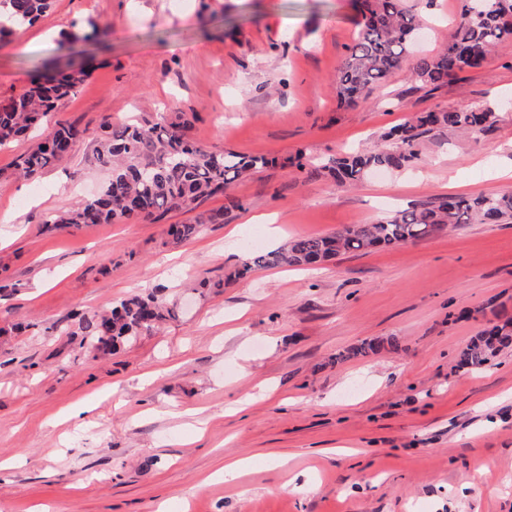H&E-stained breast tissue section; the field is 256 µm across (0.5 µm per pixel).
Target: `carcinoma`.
<instances>
[{"label": "carcinoma", "mask_w": 512, "mask_h": 512, "mask_svg": "<svg viewBox=\"0 0 512 512\" xmlns=\"http://www.w3.org/2000/svg\"><path fill=\"white\" fill-rule=\"evenodd\" d=\"M447 45L414 62L413 73L424 84L438 86L479 66L499 44L512 41V0H460ZM50 0H0V41L34 23L46 13ZM359 32L346 47L336 70V94L349 105L367 102L374 92L408 57L421 28L416 6L403 0H354ZM110 32V26L94 19L77 30L62 34L66 54L45 65L20 94L0 99V146L8 145L40 124L72 97L90 77V47ZM196 114L164 115L156 120L114 124L110 117L99 125L95 163L110 172L103 191L80 201L46 220L60 228L86 224L154 223L173 210H191L206 197L226 195L249 172L269 165L264 155L214 151L189 136ZM497 121L488 107L426 112L391 128L384 134L385 149L344 152L320 169L337 184L355 186L372 171H401L420 161V140L447 129L466 135L490 130ZM87 137V129L60 124L44 141L18 155L14 173L34 176L54 166ZM512 193L477 197L448 196L438 201L388 214L374 224H357L332 234L295 237L265 251H250L236 267L224 272L213 287L247 274L254 268L316 266L346 251L396 247L423 239L460 224H511ZM201 224H171L167 234L174 241L188 240ZM177 307L160 302L153 294H134L105 312L77 314L80 346L94 357L112 354L142 333L176 318ZM512 342L509 322L484 331L460 354V363L478 369Z\"/></svg>", "instance_id": "carcinoma-1"}]
</instances>
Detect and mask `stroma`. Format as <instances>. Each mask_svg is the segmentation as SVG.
<instances>
[{"label":"stroma","mask_w":512,"mask_h":512,"mask_svg":"<svg viewBox=\"0 0 512 512\" xmlns=\"http://www.w3.org/2000/svg\"><path fill=\"white\" fill-rule=\"evenodd\" d=\"M459 0L425 10L421 49L448 42ZM110 24L92 74L35 139L0 147V512H512V345L479 369L459 353L512 318V224H463L417 242L346 253L315 270L258 269L205 293L248 250L372 224L456 194L512 192V42L433 88L402 64L370 103L339 104L333 78L356 32L353 0H53L0 48V98L53 61L62 33ZM488 106L486 133L437 131L415 168L343 189L289 166L385 148L411 116ZM196 113L191 138L276 158L229 197L164 221L49 230L97 195L102 117ZM89 129L62 161L16 177L15 157L56 124ZM223 211L193 239L170 224ZM179 317L103 359L70 317L133 294ZM375 341L366 357L336 354ZM286 457L285 465L272 455ZM249 460L232 478L225 461Z\"/></svg>","instance_id":"35a3bbf8"}]
</instances>
